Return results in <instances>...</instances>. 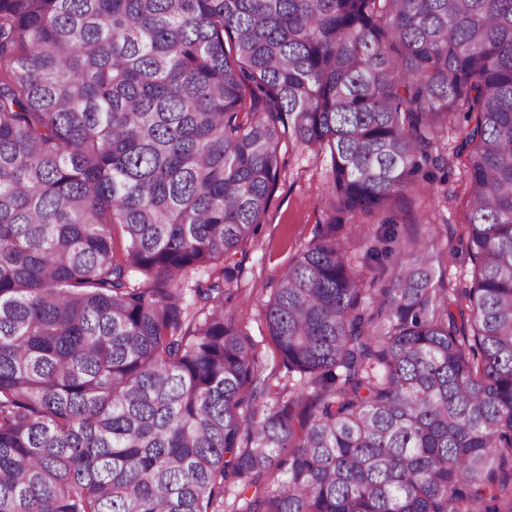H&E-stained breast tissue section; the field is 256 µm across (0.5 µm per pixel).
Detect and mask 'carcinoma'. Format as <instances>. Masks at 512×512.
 Returning a JSON list of instances; mask_svg holds the SVG:
<instances>
[{"label": "carcinoma", "mask_w": 512, "mask_h": 512, "mask_svg": "<svg viewBox=\"0 0 512 512\" xmlns=\"http://www.w3.org/2000/svg\"><path fill=\"white\" fill-rule=\"evenodd\" d=\"M286 135L330 152V214L265 304L299 374L265 403L224 258ZM461 157L470 280L376 229L356 270L336 214ZM229 486L230 512H512V0H0V512Z\"/></svg>", "instance_id": "1"}]
</instances>
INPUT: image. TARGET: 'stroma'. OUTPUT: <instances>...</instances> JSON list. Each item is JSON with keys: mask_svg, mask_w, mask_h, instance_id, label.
Returning <instances> with one entry per match:
<instances>
[{"mask_svg": "<svg viewBox=\"0 0 512 512\" xmlns=\"http://www.w3.org/2000/svg\"><path fill=\"white\" fill-rule=\"evenodd\" d=\"M330 167L329 153L315 155L295 140H282L278 182L257 235L224 260V278L233 292L224 310L250 337L255 365L275 392L295 382L296 376L288 372L278 355L263 310L282 271L319 236L327 221L318 195ZM392 210L398 217L400 237L423 235L429 225H436L441 247L435 263L438 277L453 280L468 274L465 159L457 160L447 183L396 199Z\"/></svg>", "mask_w": 512, "mask_h": 512, "instance_id": "1", "label": "stroma"}]
</instances>
